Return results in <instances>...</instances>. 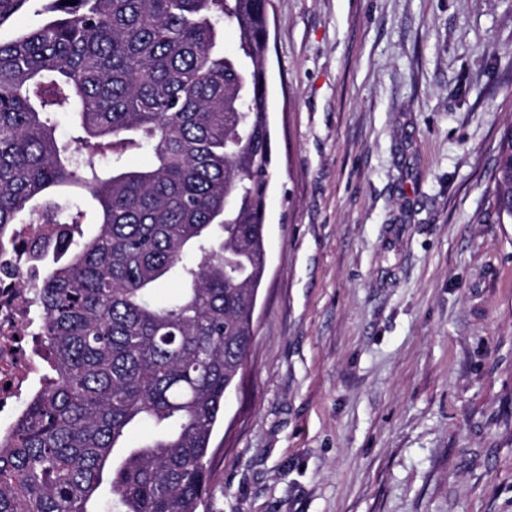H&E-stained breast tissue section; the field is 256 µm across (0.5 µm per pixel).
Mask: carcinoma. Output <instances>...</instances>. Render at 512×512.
<instances>
[{"instance_id":"carcinoma-1","label":"carcinoma","mask_w":512,"mask_h":512,"mask_svg":"<svg viewBox=\"0 0 512 512\" xmlns=\"http://www.w3.org/2000/svg\"><path fill=\"white\" fill-rule=\"evenodd\" d=\"M271 2L48 0L0 40V246L46 221L70 255L37 291L49 374L0 436V512H198L267 269ZM60 117L77 135L56 136ZM492 183L512 222V124ZM142 423L158 432L96 507Z\"/></svg>"}]
</instances>
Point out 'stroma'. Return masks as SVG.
Masks as SVG:
<instances>
[{
  "instance_id": "stroma-1",
  "label": "stroma",
  "mask_w": 512,
  "mask_h": 512,
  "mask_svg": "<svg viewBox=\"0 0 512 512\" xmlns=\"http://www.w3.org/2000/svg\"><path fill=\"white\" fill-rule=\"evenodd\" d=\"M276 165L200 512H512V0H272ZM492 183L493 201L498 216L512 223V124L502 135Z\"/></svg>"
}]
</instances>
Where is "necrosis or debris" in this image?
<instances>
[{
  "mask_svg": "<svg viewBox=\"0 0 512 512\" xmlns=\"http://www.w3.org/2000/svg\"><path fill=\"white\" fill-rule=\"evenodd\" d=\"M56 224H24L14 249L0 253V431L10 430L40 372L41 317L33 290L40 281L28 245L59 232Z\"/></svg>",
  "mask_w": 512,
  "mask_h": 512,
  "instance_id": "1",
  "label": "necrosis or debris"
}]
</instances>
